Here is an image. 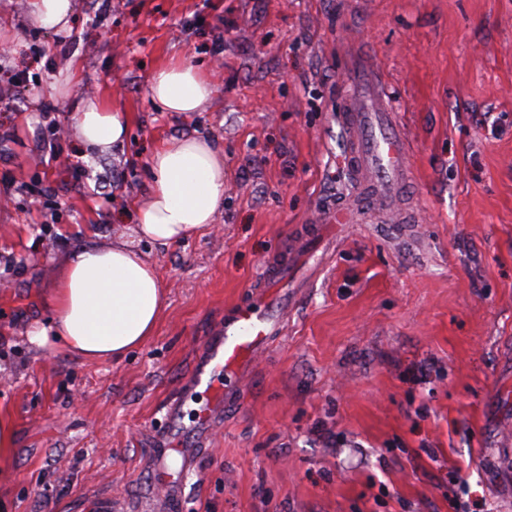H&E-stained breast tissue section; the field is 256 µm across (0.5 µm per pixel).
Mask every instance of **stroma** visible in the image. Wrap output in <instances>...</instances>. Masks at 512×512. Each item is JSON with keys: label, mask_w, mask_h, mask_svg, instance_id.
<instances>
[{"label": "stroma", "mask_w": 512, "mask_h": 512, "mask_svg": "<svg viewBox=\"0 0 512 512\" xmlns=\"http://www.w3.org/2000/svg\"><path fill=\"white\" fill-rule=\"evenodd\" d=\"M75 4L63 52L27 0H0V62L29 83L0 112L4 512H76L107 490L141 512L163 447L187 472L181 512H512V0ZM355 57L394 104L419 223L331 218L355 189L341 123ZM178 59L208 75L206 111L154 106L153 72ZM92 94L131 123L87 156L72 103ZM197 133L224 145L214 224L137 239L126 212L150 154ZM119 236L165 283L154 335L108 363L31 344L61 260ZM256 301L279 330L184 468L207 395H181L207 337ZM15 428L14 424L6 419L0 418V472L8 470L15 458Z\"/></svg>", "instance_id": "stroma-1"}]
</instances>
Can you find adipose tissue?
<instances>
[{
  "label": "adipose tissue",
  "mask_w": 512,
  "mask_h": 512,
  "mask_svg": "<svg viewBox=\"0 0 512 512\" xmlns=\"http://www.w3.org/2000/svg\"><path fill=\"white\" fill-rule=\"evenodd\" d=\"M150 95L160 111L200 112L213 89L196 65L181 60L155 70ZM75 121L91 152H104L128 135L127 115L95 98L76 101ZM147 166V189L134 207L138 234L167 246L213 223L224 201V148L217 139L196 134L167 140ZM166 305L155 264L116 238L67 254L43 299L50 320L34 324L28 338L41 348L59 344L82 360L108 362L153 336Z\"/></svg>",
  "instance_id": "adipose-tissue-1"
}]
</instances>
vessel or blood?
Wrapping results in <instances>:
<instances>
[{"instance_id":"1","label":"vessel or blood","mask_w":512,"mask_h":512,"mask_svg":"<svg viewBox=\"0 0 512 512\" xmlns=\"http://www.w3.org/2000/svg\"><path fill=\"white\" fill-rule=\"evenodd\" d=\"M351 92L346 97L342 122L348 132L346 164L360 184L361 208L396 209L408 183L406 147L400 128L390 120L392 104L381 83L354 71ZM277 323L255 304L239 308L225 319L219 340L207 341L206 356L199 365L194 384L209 392L208 403L197 412L196 431L207 437L215 416L224 407V397L236 382V374L254 351L267 344ZM157 487L164 491L157 512H175L173 476L165 465H157Z\"/></svg>"}]
</instances>
